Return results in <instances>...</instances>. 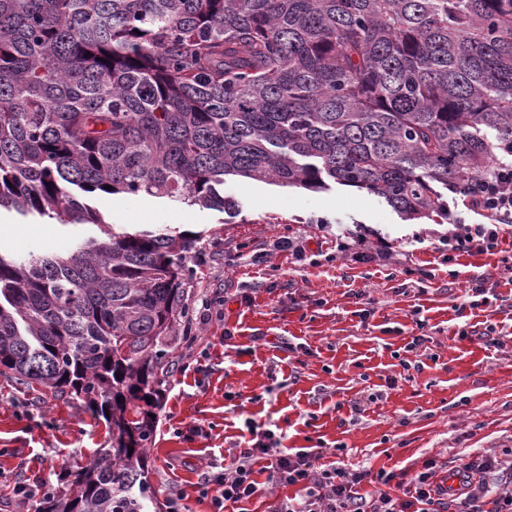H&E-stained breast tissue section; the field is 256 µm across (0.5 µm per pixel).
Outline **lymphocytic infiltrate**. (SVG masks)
Masks as SVG:
<instances>
[{
    "label": "lymphocytic infiltrate",
    "instance_id": "obj_1",
    "mask_svg": "<svg viewBox=\"0 0 512 512\" xmlns=\"http://www.w3.org/2000/svg\"><path fill=\"white\" fill-rule=\"evenodd\" d=\"M460 209L449 211L453 229L441 243L449 258L471 248L494 250L503 234L512 230V166L500 165L457 189ZM479 215L467 222L466 213ZM245 448L234 454L230 465L205 472L198 486L210 500L213 512H233L236 504L252 497L257 486L256 468H263L269 482L295 487L294 496L277 500L271 512H512V458L483 455L475 459L457 487L446 486L435 460H427L413 486L396 482L394 473L318 466L316 457L299 450L280 448L272 430L252 427ZM395 484V492H381L369 499L359 488L367 479Z\"/></svg>",
    "mask_w": 512,
    "mask_h": 512
}]
</instances>
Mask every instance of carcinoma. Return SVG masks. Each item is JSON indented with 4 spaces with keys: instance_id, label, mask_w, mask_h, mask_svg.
Instances as JSON below:
<instances>
[{
    "instance_id": "obj_1",
    "label": "carcinoma",
    "mask_w": 512,
    "mask_h": 512,
    "mask_svg": "<svg viewBox=\"0 0 512 512\" xmlns=\"http://www.w3.org/2000/svg\"><path fill=\"white\" fill-rule=\"evenodd\" d=\"M495 149L512 157V0H0V209L105 235L0 253V374L112 434L36 512H152L159 372L169 338L193 340L196 238L112 231L74 190L233 218L228 177L331 180L446 220L444 190Z\"/></svg>"
}]
</instances>
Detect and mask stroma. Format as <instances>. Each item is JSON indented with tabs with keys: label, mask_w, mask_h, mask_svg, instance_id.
<instances>
[{
	"label": "stroma",
	"mask_w": 512,
	"mask_h": 512,
	"mask_svg": "<svg viewBox=\"0 0 512 512\" xmlns=\"http://www.w3.org/2000/svg\"><path fill=\"white\" fill-rule=\"evenodd\" d=\"M238 214L139 195L94 196L103 225L0 212V253L66 255L102 227L197 236L210 252L184 288L224 293V318L194 327L196 358L163 372L149 480L211 512L198 485L248 424L283 448L322 450L323 464L371 467L411 481L429 459L466 473L474 456L512 449V251L444 262L451 224L403 218L383 199L331 184L309 191L226 179ZM292 239L297 252L284 249ZM485 292L474 295L472 280ZM423 323L424 348L407 351ZM494 328L500 344L480 340ZM200 434H192V427ZM105 420L81 399L0 375V512H18L14 485L65 489L110 447Z\"/></svg>",
	"instance_id": "obj_1"
}]
</instances>
